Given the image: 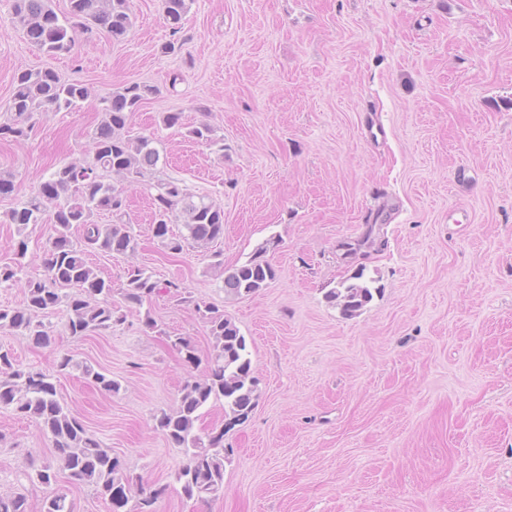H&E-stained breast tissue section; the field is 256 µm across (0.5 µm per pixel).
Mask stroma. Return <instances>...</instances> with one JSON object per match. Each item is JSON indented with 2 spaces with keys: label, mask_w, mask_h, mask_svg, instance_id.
<instances>
[{
  "label": "stroma",
  "mask_w": 512,
  "mask_h": 512,
  "mask_svg": "<svg viewBox=\"0 0 512 512\" xmlns=\"http://www.w3.org/2000/svg\"><path fill=\"white\" fill-rule=\"evenodd\" d=\"M130 9L124 39L102 31L49 56L0 0V106L26 69L89 91L27 139L0 141V173L15 185L0 216L86 158L103 98L123 85L154 87L130 133L160 153L152 175L124 186L135 252L89 256L123 321L74 336L61 307L48 344L0 329V347L56 372L60 402L128 472L164 487L153 512H512V0H190L173 54L161 51L171 37L161 0ZM169 112L180 125H164ZM204 124L211 142L189 137ZM158 178L223 209V238L168 250L152 229ZM52 233L0 219V264L23 237L26 273L43 274ZM272 237L275 279L225 294V269ZM131 265L191 302L128 306ZM358 273L375 292L346 318L325 295ZM198 303L246 337L259 389L224 436V492L205 502L183 494L187 458L155 422L208 373ZM65 354L75 365L57 371ZM85 364L120 391L100 392ZM46 465L49 485L36 477ZM0 488L32 512L56 493L73 512H113L71 482L34 422L5 410Z\"/></svg>",
  "instance_id": "stroma-1"
}]
</instances>
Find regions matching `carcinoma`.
<instances>
[{"instance_id":"carcinoma-1","label":"carcinoma","mask_w":512,"mask_h":512,"mask_svg":"<svg viewBox=\"0 0 512 512\" xmlns=\"http://www.w3.org/2000/svg\"><path fill=\"white\" fill-rule=\"evenodd\" d=\"M13 15L31 45L51 55L69 53L75 46L76 32L90 38L100 30L114 40L127 36L133 26L129 0H70V18L62 21L50 6V0H12ZM189 0H162L165 19L174 39L162 46V52L177 50L181 21ZM155 92L149 85L133 83L112 92L105 100L104 117L87 133L89 158L70 161L54 170L26 200L4 214L10 224L27 226L44 223L48 208L52 211L53 235L45 274L20 277L27 243L14 245L19 261L0 265V285L22 284L25 304L20 308L0 307V329L7 328L40 344L49 339L47 318L62 305L69 312L68 328L74 336L112 329L113 309L108 297L112 283L102 278L89 264V253L100 250L117 255L135 252L137 242L126 219L124 191L103 180L112 172L129 184H135L156 168L160 155L147 136L133 137L129 125L134 112ZM89 97V91L77 81H64L52 69L23 70L14 78V89L0 121V140L20 141L27 137L37 120L47 112L70 110ZM152 203L157 221L154 237L175 252L183 241L208 244L224 236V211L204 199L193 200L180 182L158 180L152 185ZM183 204L185 239L170 235L171 214ZM108 212L112 223L98 224L94 216ZM83 226L81 241L71 237L73 225ZM272 240L259 246L245 263L224 270V292L249 295L264 288L276 272L264 259ZM74 292H68V289ZM179 285L165 284L138 267L127 269L124 300L136 306L154 295L176 290ZM325 298L342 315L353 317L372 299V288L365 282L340 283ZM198 315L209 326L213 345L209 372L202 381H189L182 390L178 406L156 417V428L188 457L178 473L188 498L215 496L224 488V432L245 421L255 406L257 379L246 337L218 310L195 305ZM172 345L185 354V361L196 364L199 357L192 342L177 337ZM82 374L102 392L112 394L120 384L90 365L81 366ZM212 400L224 401V428L201 434L195 429L200 411ZM0 409L34 421L42 433L51 437L54 450L70 480L95 488L97 493L120 509L129 498L150 506L160 491L146 492L143 480L123 470L119 461L102 447L79 418L57 398L52 375L22 367L13 354L0 348ZM0 512H32L20 493L0 492Z\"/></svg>"}]
</instances>
